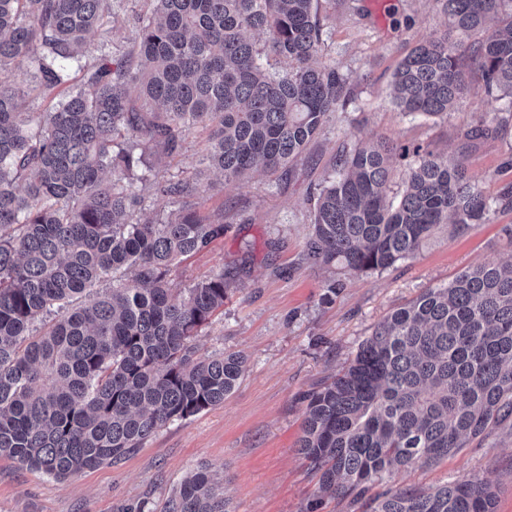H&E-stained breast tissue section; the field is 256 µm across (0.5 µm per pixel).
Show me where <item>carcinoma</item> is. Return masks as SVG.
<instances>
[{"instance_id":"carcinoma-1","label":"carcinoma","mask_w":512,"mask_h":512,"mask_svg":"<svg viewBox=\"0 0 512 512\" xmlns=\"http://www.w3.org/2000/svg\"><path fill=\"white\" fill-rule=\"evenodd\" d=\"M131 49L82 60L90 33L124 0H0V456L65 480L133 454L165 425L224 403L246 371L235 353L201 355L198 330L224 307V271L185 292L170 276L224 236L186 201L194 177L227 182L303 159L352 95L336 65H314L317 0H148ZM450 33L397 65L394 108L445 117L466 68L512 99V0H435ZM284 65L271 68L268 60ZM83 73L51 109L28 111ZM210 128L194 176L155 179L178 208L145 218L137 183L149 158L180 153ZM512 136V113L480 119L470 137ZM387 141L339 155L315 199L311 258L343 274L384 270L441 226L459 235L491 206L462 160L420 147L399 199H389ZM512 427V263L487 262L423 292L379 323L347 368L312 393L298 453L324 496L455 455ZM474 474L432 491L388 490L368 512H495ZM165 512H233L201 469Z\"/></svg>"}]
</instances>
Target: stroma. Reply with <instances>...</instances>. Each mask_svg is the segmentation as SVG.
<instances>
[{"mask_svg":"<svg viewBox=\"0 0 512 512\" xmlns=\"http://www.w3.org/2000/svg\"><path fill=\"white\" fill-rule=\"evenodd\" d=\"M144 0H126L114 29L87 40L125 49ZM320 61L336 65L352 88L305 158L291 170L253 174L234 183L211 176L193 199L195 210L223 219V237L188 257L171 278L180 292L220 270L230 286L224 306L198 332L200 353H239L247 370L222 405L167 424L135 454L67 480L0 456V512H164L189 472L205 467L224 480L235 512H365L349 498L320 495V474L297 452L307 396L354 359L359 345L395 308L460 272L487 261L512 262V209L498 207L512 186V138L469 140L479 119L512 113V99L488 94L470 73L461 104L444 119L404 116L390 102L399 61L439 36L446 19L435 0H319ZM397 146L391 158L393 195L404 189L417 144L460 156L494 209L466 235L440 228L415 255L367 274L343 275L311 262L317 188L336 175L338 152L366 141ZM478 474L497 494V512H512V432L471 442L438 464L413 466L373 485L369 496L410 487L429 491Z\"/></svg>","mask_w":512,"mask_h":512,"instance_id":"obj_1","label":"stroma"}]
</instances>
